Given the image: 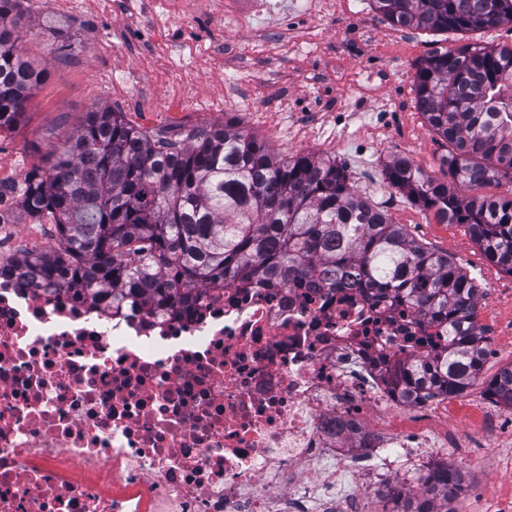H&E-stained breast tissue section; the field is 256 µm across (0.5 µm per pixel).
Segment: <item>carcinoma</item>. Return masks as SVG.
Instances as JSON below:
<instances>
[{
	"instance_id": "cac0c4a2",
	"label": "carcinoma",
	"mask_w": 512,
	"mask_h": 512,
	"mask_svg": "<svg viewBox=\"0 0 512 512\" xmlns=\"http://www.w3.org/2000/svg\"><path fill=\"white\" fill-rule=\"evenodd\" d=\"M392 25L474 31L512 23V0H370ZM0 0V129L17 125L47 70L24 59ZM419 110L448 145L441 182L397 157L382 176L442 224H465L473 241L512 274V194L481 190L512 181V46L466 44L417 65ZM47 167L26 177L22 205L55 224V245L23 263L47 282L109 305H186L206 283L284 284L320 278L412 306L444 327L439 351L399 364L394 390L426 400L463 393L480 375L487 337L479 288L446 253L409 238L384 207L356 192L346 169L310 154L276 155L233 124L183 136L144 130L106 105L87 113ZM472 195L464 197L457 186ZM512 407V364L486 384ZM461 470L438 464L416 493L390 489L383 512H453Z\"/></svg>"
}]
</instances>
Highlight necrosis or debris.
<instances>
[{
	"mask_svg": "<svg viewBox=\"0 0 512 512\" xmlns=\"http://www.w3.org/2000/svg\"><path fill=\"white\" fill-rule=\"evenodd\" d=\"M13 248L1 224L0 512H363L401 459L512 447L498 403L462 430L392 392L390 364L442 333L410 307L238 282L116 310L41 284Z\"/></svg>",
	"mask_w": 512,
	"mask_h": 512,
	"instance_id": "necrosis-or-debris-1",
	"label": "necrosis or debris"
}]
</instances>
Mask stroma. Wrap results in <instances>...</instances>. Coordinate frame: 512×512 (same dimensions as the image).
<instances>
[{
  "instance_id": "stroma-1",
  "label": "stroma",
  "mask_w": 512,
  "mask_h": 512,
  "mask_svg": "<svg viewBox=\"0 0 512 512\" xmlns=\"http://www.w3.org/2000/svg\"><path fill=\"white\" fill-rule=\"evenodd\" d=\"M289 2L252 13L240 0H17L23 54L49 75L21 122L0 132V180L14 187L8 205L22 226L15 254L51 249L54 224L27 215L21 190L95 106L175 134L235 121L280 156L345 165L354 188L389 205L411 237L448 253L481 289H498V309H477L488 337L483 369L449 399L452 416L472 422L487 382L512 364V275L484 257L467 225L440 223L389 187L382 169L404 157L447 180L445 149L416 108V65L468 43L511 45L512 24L432 32L391 26L369 0H310L300 17ZM444 460L468 473L454 512H512V457L481 467L452 448Z\"/></svg>"
}]
</instances>
